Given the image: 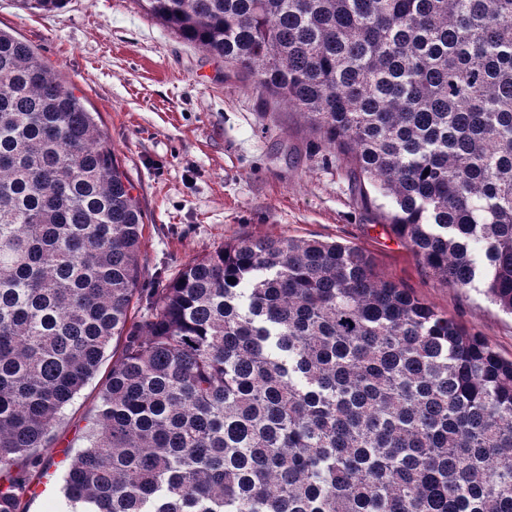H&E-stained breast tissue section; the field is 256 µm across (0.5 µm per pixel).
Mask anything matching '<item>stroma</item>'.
Segmentation results:
<instances>
[{
	"label": "stroma",
	"instance_id": "obj_1",
	"mask_svg": "<svg viewBox=\"0 0 512 512\" xmlns=\"http://www.w3.org/2000/svg\"><path fill=\"white\" fill-rule=\"evenodd\" d=\"M0 29L21 35L76 87L135 186L145 230L144 285L240 237L336 240L369 253L376 273L410 289L512 359V315L480 292L441 282L357 198L342 161L324 157L307 122L264 105L246 81L147 18L136 0H68L50 14L0 0ZM104 373L52 429L51 478L23 512H57L64 448L82 447Z\"/></svg>",
	"mask_w": 512,
	"mask_h": 512
}]
</instances>
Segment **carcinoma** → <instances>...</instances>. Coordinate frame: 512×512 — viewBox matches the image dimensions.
Returning <instances> with one entry per match:
<instances>
[{
	"mask_svg": "<svg viewBox=\"0 0 512 512\" xmlns=\"http://www.w3.org/2000/svg\"><path fill=\"white\" fill-rule=\"evenodd\" d=\"M137 2L306 119L433 275L512 314V0ZM133 190L75 88L0 30V512L113 342L64 512H512V360L336 241L238 238L146 288Z\"/></svg>",
	"mask_w": 512,
	"mask_h": 512,
	"instance_id": "1",
	"label": "carcinoma"
}]
</instances>
